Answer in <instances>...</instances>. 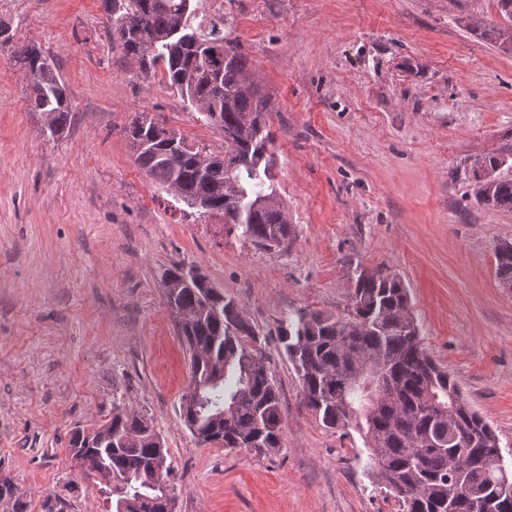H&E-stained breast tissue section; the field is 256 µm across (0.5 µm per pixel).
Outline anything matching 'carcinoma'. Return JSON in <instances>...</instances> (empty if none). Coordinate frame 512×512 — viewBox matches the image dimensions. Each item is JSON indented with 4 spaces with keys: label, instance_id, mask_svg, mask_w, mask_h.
I'll use <instances>...</instances> for the list:
<instances>
[{
    "label": "carcinoma",
    "instance_id": "carcinoma-1",
    "mask_svg": "<svg viewBox=\"0 0 512 512\" xmlns=\"http://www.w3.org/2000/svg\"><path fill=\"white\" fill-rule=\"evenodd\" d=\"M193 0H103L112 38L149 76L162 72L224 138V150L190 144L138 113L126 136L134 163L177 203L201 217L220 215L224 231L256 250L288 248L292 225L270 183L272 139L267 96L236 51L227 19L203 33L188 24ZM481 36L502 48L512 32L488 26ZM17 62L26 73L33 111L50 136L61 135L71 112L67 87L44 52L30 46ZM512 142L472 169L475 201L512 211V178L501 169ZM499 285L512 288V242L495 251ZM163 282L182 284L166 296L181 312L177 330L190 357L191 384L181 417L200 445L249 448L269 454L282 447L280 393L260 333L236 302L193 263L165 269ZM352 316L336 319L302 310L281 323L279 341L301 383L302 403L321 424L356 431L369 451L373 482L399 512H512V473L499 437L463 395L458 379L423 347L404 282L363 269L351 294ZM69 447L83 474L104 485L105 512H175L173 467L147 414L112 394L100 427L71 430ZM28 495L0 476V512H29Z\"/></svg>",
    "mask_w": 512,
    "mask_h": 512
}]
</instances>
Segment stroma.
<instances>
[{"label":"stroma","instance_id":"35a3bbf8","mask_svg":"<svg viewBox=\"0 0 512 512\" xmlns=\"http://www.w3.org/2000/svg\"><path fill=\"white\" fill-rule=\"evenodd\" d=\"M233 46L267 94L275 186L294 229L260 252L197 218L137 167L125 130L151 113L188 142L219 131L144 77L112 40L103 0H6L0 51V472L41 512H101L69 432L107 420L113 392L169 450L176 512H396L358 434L301 403L278 340L302 309L350 312L353 271L399 275L421 341L495 429L512 465V288L495 249L512 212L478 204L471 168L512 137V54L480 38L498 0H224ZM50 55L72 104L49 139L14 49ZM198 264L265 337L281 395L271 455L197 445L180 418L188 356L160 275Z\"/></svg>","mask_w":512,"mask_h":512}]
</instances>
